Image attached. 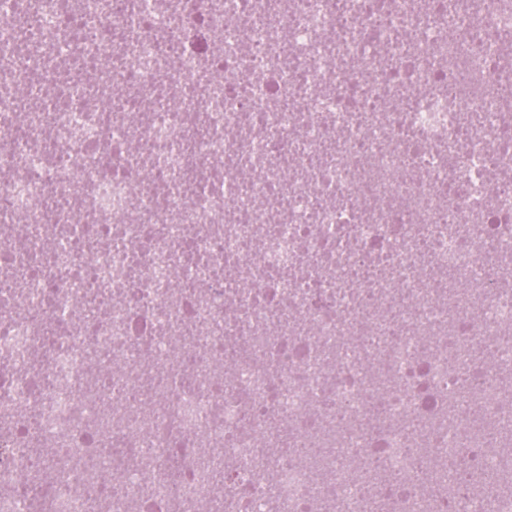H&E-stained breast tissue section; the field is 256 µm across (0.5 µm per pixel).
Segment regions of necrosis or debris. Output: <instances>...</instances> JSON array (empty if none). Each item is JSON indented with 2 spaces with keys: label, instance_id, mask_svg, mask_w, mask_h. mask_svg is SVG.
<instances>
[{
  "label": "necrosis or debris",
  "instance_id": "1",
  "mask_svg": "<svg viewBox=\"0 0 512 512\" xmlns=\"http://www.w3.org/2000/svg\"><path fill=\"white\" fill-rule=\"evenodd\" d=\"M21 3L0 20V512H88L89 459L127 477L106 512H195L218 472L231 512H439L374 473L464 453L468 404L425 443L400 424L447 401V365L506 410L473 354L512 369L490 262L512 256V0Z\"/></svg>",
  "mask_w": 512,
  "mask_h": 512
}]
</instances>
